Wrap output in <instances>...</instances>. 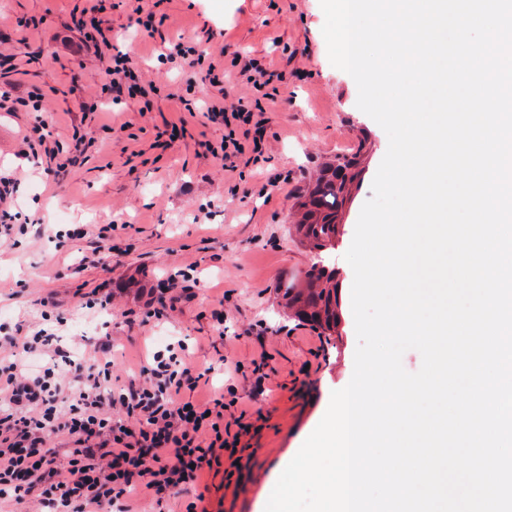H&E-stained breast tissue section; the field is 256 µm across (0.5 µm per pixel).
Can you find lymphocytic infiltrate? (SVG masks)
Masks as SVG:
<instances>
[{"label": "lymphocytic infiltrate", "mask_w": 512, "mask_h": 512, "mask_svg": "<svg viewBox=\"0 0 512 512\" xmlns=\"http://www.w3.org/2000/svg\"><path fill=\"white\" fill-rule=\"evenodd\" d=\"M202 110L226 129L225 158L261 153L265 121L247 105L228 111L207 102ZM18 347L41 365L17 358ZM111 372L110 343L73 357L40 322L0 342V498L33 495L61 512H103L141 488L159 501L185 491L230 447L222 399L178 400L207 379L185 356L154 354L138 381L117 391L105 386ZM58 434L70 442L64 467L49 445Z\"/></svg>", "instance_id": "1"}]
</instances>
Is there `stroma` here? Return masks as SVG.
Masks as SVG:
<instances>
[{"mask_svg": "<svg viewBox=\"0 0 512 512\" xmlns=\"http://www.w3.org/2000/svg\"><path fill=\"white\" fill-rule=\"evenodd\" d=\"M89 0H0V51L20 69L0 73V93L32 90L49 110L53 139L69 158L45 172L22 153L36 112H0V169L17 180L11 211L24 233L0 244V328L39 320L49 297L66 319V340L112 338L113 385L125 387L152 354L180 343L209 383L180 401L224 398V425L237 447L194 487L155 504L141 492L136 512H264L268 490L313 432L332 391L346 385L357 346L345 292L353 277L344 255L388 148L385 131L358 109L354 79L329 61L320 0H104L111 49L86 45L70 27ZM164 17L161 34L135 27V7ZM188 40L205 65L161 61V40ZM135 63L147 96H123L113 112H89L100 99L112 51ZM259 59L273 74L261 92L234 77L219 87L207 63ZM244 100L264 110L262 154L235 157V170L209 153L224 127L197 100ZM352 159L336 209L333 247L318 252L294 232L308 184L326 164ZM287 173V182L270 177ZM73 224L112 225L118 262L71 264L94 239L58 246ZM336 269L338 325L326 334L289 317L281 290L318 258ZM174 278L177 302L163 318L158 281ZM111 294L107 307L93 294ZM247 434H240V427Z\"/></svg>", "mask_w": 512, "mask_h": 512, "instance_id": "1", "label": "stroma"}]
</instances>
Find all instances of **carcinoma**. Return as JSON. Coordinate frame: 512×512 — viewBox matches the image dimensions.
I'll return each mask as SVG.
<instances>
[{
	"label": "carcinoma",
	"instance_id": "1",
	"mask_svg": "<svg viewBox=\"0 0 512 512\" xmlns=\"http://www.w3.org/2000/svg\"><path fill=\"white\" fill-rule=\"evenodd\" d=\"M350 166L349 160L325 166L313 186L307 189L308 201L303 203L305 211L295 229L315 250H323L336 238V206L345 188V170ZM282 299L297 319L324 332L336 329V271L324 264V260L311 265L300 286L285 288Z\"/></svg>",
	"mask_w": 512,
	"mask_h": 512
}]
</instances>
